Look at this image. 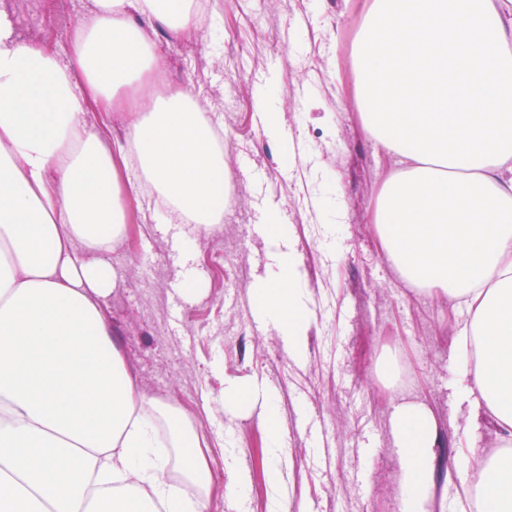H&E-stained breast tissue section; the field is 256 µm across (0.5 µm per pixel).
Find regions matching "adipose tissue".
Listing matches in <instances>:
<instances>
[{"mask_svg":"<svg viewBox=\"0 0 512 512\" xmlns=\"http://www.w3.org/2000/svg\"><path fill=\"white\" fill-rule=\"evenodd\" d=\"M67 59L15 33L0 0V512H210L207 456L182 410L141 392L101 300L105 256L124 232L123 196L150 183L160 223L209 232L229 178L215 128L193 96L153 94L165 59L144 23L199 33L187 0H94ZM353 66L365 129L409 159L385 181L373 222L406 281L465 305L469 393L506 441L479 457L481 512H512V0H370ZM126 112L106 150L90 111ZM136 165L139 176L121 180ZM256 295L304 355L303 288L286 236ZM391 432L401 449L404 512L435 491L433 412L405 399ZM183 448L184 485L169 449Z\"/></svg>","mask_w":512,"mask_h":512,"instance_id":"1","label":"adipose tissue"}]
</instances>
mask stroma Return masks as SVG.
Listing matches in <instances>:
<instances>
[{"label": "stroma", "mask_w": 512, "mask_h": 512, "mask_svg": "<svg viewBox=\"0 0 512 512\" xmlns=\"http://www.w3.org/2000/svg\"><path fill=\"white\" fill-rule=\"evenodd\" d=\"M369 0H212L195 41L153 37L168 61L163 83L206 104L229 169L220 224L198 238L189 263L205 288L181 307L175 229L150 220L152 195L133 207L125 236L107 260L116 285L102 307L142 391L180 407L204 437L213 484L243 483L242 496L211 512H399L404 473L390 431L398 399L434 413L441 446L431 512H473L462 477L475 456L502 446L489 414H474L453 336L463 304L408 284L389 261L370 216L387 176L405 165L366 132L351 56ZM22 38L67 48L93 0H12ZM276 100V128L256 102ZM299 257L309 311L306 353L291 359L272 324L252 328L244 309L273 264L269 215ZM407 377L394 386L375 365L388 348ZM278 387L287 437L271 450L258 411L226 412V381ZM320 421L327 449L300 430L297 415ZM278 464L281 486L267 471Z\"/></svg>", "instance_id": "obj_1"}]
</instances>
